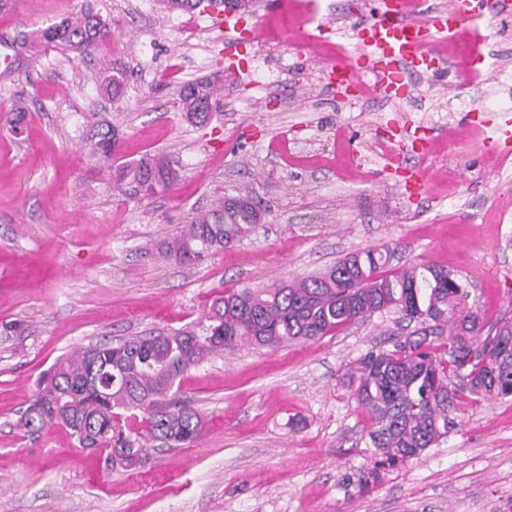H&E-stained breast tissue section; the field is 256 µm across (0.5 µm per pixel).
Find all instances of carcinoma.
<instances>
[{
	"label": "carcinoma",
	"mask_w": 512,
	"mask_h": 512,
	"mask_svg": "<svg viewBox=\"0 0 512 512\" xmlns=\"http://www.w3.org/2000/svg\"><path fill=\"white\" fill-rule=\"evenodd\" d=\"M204 2L224 6V0H157L163 11L181 14L204 12ZM111 37L108 20L90 7L20 40L1 37L0 79L18 73L27 52L52 45L91 56ZM100 72L101 92L118 98L128 72L107 65ZM178 96L187 120L203 126L220 111L223 84L218 78L187 82ZM96 137V152L111 159L112 129ZM112 178L136 195L150 196L171 186L178 173L168 157L150 156L113 166ZM257 220L249 199L226 197L164 242L163 249L183 265L197 264L247 236ZM392 257L388 249L355 251L312 276L226 291L198 321L174 332L101 342L63 355L41 377L18 423L30 435L62 425L80 448L107 450L112 469L134 471L145 454L133 429L138 417L147 418L154 441L183 446L199 437L201 414L175 401L190 368L247 345L321 339L359 319L393 311L423 329L361 355L342 382L369 419L373 467L355 481L345 478L346 485L365 491L385 470L447 438L468 407L512 399V319L484 331L463 281L434 266L392 269Z\"/></svg>",
	"instance_id": "carcinoma-1"
}]
</instances>
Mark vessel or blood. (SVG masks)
I'll list each match as a JSON object with an SVG mask.
<instances>
[{
  "label": "vessel or blood",
  "mask_w": 512,
  "mask_h": 512,
  "mask_svg": "<svg viewBox=\"0 0 512 512\" xmlns=\"http://www.w3.org/2000/svg\"><path fill=\"white\" fill-rule=\"evenodd\" d=\"M494 2L502 6L506 0H453L447 13L427 25L412 20V0H377L371 20L356 33L361 71L335 73L334 85H356L369 74L383 93H398L404 72H427L442 66V58L433 50L439 35L483 19Z\"/></svg>",
  "instance_id": "b4317fda"
}]
</instances>
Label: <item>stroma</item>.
Masks as SVG:
<instances>
[{
	"instance_id": "35a3bbf8",
	"label": "stroma",
	"mask_w": 512,
	"mask_h": 512,
	"mask_svg": "<svg viewBox=\"0 0 512 512\" xmlns=\"http://www.w3.org/2000/svg\"><path fill=\"white\" fill-rule=\"evenodd\" d=\"M86 1L12 0L0 35L59 22ZM90 1L112 27L97 59L49 48L0 83V512H512L510 399L468 408L447 439L371 491L344 486L373 455L342 376L406 333L392 313L203 362L178 391L203 417L198 439L147 441L134 471L112 470L65 427L16 428L60 355L180 329L224 289L305 277L358 250L447 268L485 326L512 319V143L483 146L512 121V85L499 80L512 71V7L481 21V43L462 31L437 74L407 72L402 99L352 106L329 71L375 0H256L231 31L154 0ZM189 19L197 38L184 33ZM258 22L268 36L254 38ZM103 58L130 73L121 99L99 91ZM230 65L220 114L188 122L178 86ZM19 98L28 110L17 134L8 116ZM409 120L424 152L401 142ZM107 126L117 130L108 163L92 149ZM381 142L390 158L377 156ZM154 154L177 161L171 187L143 197L113 183L109 163ZM418 168L434 179L416 197L402 181ZM227 195L254 199L252 233L192 266L165 258L161 242ZM13 323L21 332L7 333Z\"/></svg>"
}]
</instances>
